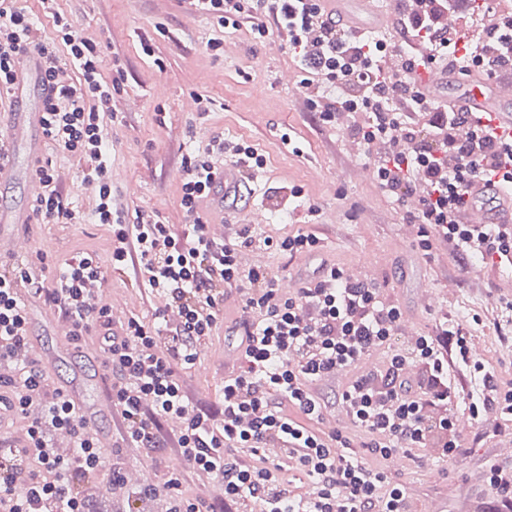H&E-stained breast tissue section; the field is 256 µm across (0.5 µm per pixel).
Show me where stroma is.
Returning a JSON list of instances; mask_svg holds the SVG:
<instances>
[{"label":"stroma","instance_id":"35a3bbf8","mask_svg":"<svg viewBox=\"0 0 512 512\" xmlns=\"http://www.w3.org/2000/svg\"><path fill=\"white\" fill-rule=\"evenodd\" d=\"M56 7L86 37L103 41L108 56L124 63V81L112 100L121 120L107 124L106 132L112 142L113 202L125 214L154 208L169 223H185L180 206L183 153L205 147L219 133L241 137L265 154L266 183L246 196L239 211L220 213L198 203L204 222L246 224L248 206L262 204L267 215L260 231L274 236L294 233L299 224L281 208L280 197L296 185L320 209L311 229L322 239L321 258L344 268H374L377 284L411 317L415 332L430 331L445 311L468 324L474 314L501 305L494 278L472 279L468 262L443 246L423 255L417 248V226L408 223L377 183L355 180L354 169L370 163V153L354 148L348 135L319 125L304 106L302 90L291 93L277 83L281 71L295 67L281 33L258 41L247 30H228L215 19L188 13L181 0H56ZM213 38L235 41L238 52L230 58L215 54L207 47ZM145 43L152 46L153 56L143 54ZM161 84L168 88L163 98L154 94ZM188 98L204 99L207 112L186 109L183 102ZM37 155L52 160L64 191L83 210H91L94 192L82 183L75 162L44 144ZM21 230L36 256L59 262L80 252L109 257L111 229L104 224L35 223L22 225ZM423 283L439 296L438 309L416 302L415 292ZM115 295L126 296L129 312L146 321L161 303L158 295L136 284L130 272L114 276L101 300L110 303ZM225 343L224 335L214 336L189 373L199 405L212 410L219 409L223 395ZM472 346L489 369L512 378V323L477 327ZM46 368L55 383L80 380L86 392L82 414L93 415L98 432L116 430L115 415L94 411L104 391L96 384L100 364L93 350L76 349L51 358ZM463 438L468 451L453 461L428 457L420 448L393 461V469L426 510L440 501L446 512H487L492 495L482 471L487 463L505 461L506 456L500 445L480 440L475 432L464 433ZM164 465L181 468L187 495L206 491V477L182 467L170 449H160L154 460L135 449L126 450L121 458L124 471L144 469L151 481L159 479ZM79 491L88 512H164L166 507L164 497L157 496L128 509L126 499L109 494L97 477L80 480Z\"/></svg>","mask_w":512,"mask_h":512}]
</instances>
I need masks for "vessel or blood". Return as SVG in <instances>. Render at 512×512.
Returning a JSON list of instances; mask_svg holds the SVG:
<instances>
[{
    "mask_svg": "<svg viewBox=\"0 0 512 512\" xmlns=\"http://www.w3.org/2000/svg\"><path fill=\"white\" fill-rule=\"evenodd\" d=\"M328 14L361 33L392 38L389 0H325ZM421 88L440 104L453 105L456 111L469 113L472 123L491 119L498 134L512 136V84H501L484 74L468 69L463 60L435 64L420 70ZM41 114L30 109L23 119L13 121L8 137L11 144L31 145L32 132L39 128ZM25 178L29 196H37L41 184L34 176H23L16 160L0 162V183ZM259 171L244 173L236 166L225 165L210 195L213 206L225 209L237 206L243 186L260 187ZM469 204L460 214L465 224H512V183L490 185L478 180L467 188ZM28 215L22 211H0V256H22L30 248L20 232Z\"/></svg>",
    "mask_w": 512,
    "mask_h": 512,
    "instance_id": "vessel-or-blood-1",
    "label": "vessel or blood"
}]
</instances>
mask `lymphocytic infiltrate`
Segmentation results:
<instances>
[{"label":"lymphocytic infiltrate","mask_w":512,"mask_h":512,"mask_svg":"<svg viewBox=\"0 0 512 512\" xmlns=\"http://www.w3.org/2000/svg\"><path fill=\"white\" fill-rule=\"evenodd\" d=\"M55 2L40 0L38 17L18 0H0V106H15L19 99L16 56L37 53L42 137L76 160L95 200L91 211H83L61 189L52 162H40L34 174L45 192L31 201V214L40 224L90 218L109 225L111 250L105 262L82 252L60 264L17 262L0 272V362L16 368L0 377V418L11 427L0 434V512H85L76 482L92 474L132 504L138 495L165 493L168 512H252L256 502L261 512H405V486L389 467L401 451L432 448L443 458L464 456L458 429L463 415L481 438L512 434V382L501 383L469 351L472 328L483 325V316L474 315L469 326L439 319L433 331L400 347L394 338L401 308L376 283H349L340 266L324 261L288 295L270 266L238 264L244 249L315 254L321 248L315 234L275 238L240 224L224 241L207 238L196 202L211 193L221 162L244 171L267 163L248 141L218 134L205 149L184 154L185 225L169 224L154 209L138 210L126 221L112 202V144L102 130L104 122L118 118L112 97L123 64L72 28ZM184 2L189 12L225 29L245 20L257 37L274 30L286 34L307 111L330 128L340 114L356 113L351 132L359 143L387 146L373 161L384 193L397 204L420 193L418 209L406 217L419 226L421 251L439 244L466 258L512 260L511 224L459 220L472 180L497 176L512 182V140L499 138L488 124L458 136L465 113L440 108L421 91L417 76L418 67L459 52L479 72L512 74V0H485L483 24L467 14L454 30L442 24L453 0H415L412 10L393 11L394 43L332 21L321 0ZM45 18L54 37L45 35ZM395 48L403 52L402 69H383V57ZM129 267L162 303L151 322L131 315L116 326L111 307L97 300L94 288ZM232 296L246 323L245 346L213 411L194 406L185 375L223 327ZM30 298L69 318L76 343L93 337L108 353V393L121 417L120 443L111 452L99 448L96 429L44 366L21 357L31 336ZM159 336L167 337L166 348L157 346ZM381 350L383 365L363 370L366 357ZM454 367L469 375L470 389L451 375ZM343 368L354 373L341 393L351 425L326 429L325 404L314 386ZM173 417L180 424L172 428ZM53 429L70 434L69 458L55 453ZM275 443L283 453L272 460L264 450ZM129 446L148 455L174 448L222 485V497L186 496L174 469L140 491L127 490L119 458Z\"/></svg>","instance_id":"1"}]
</instances>
